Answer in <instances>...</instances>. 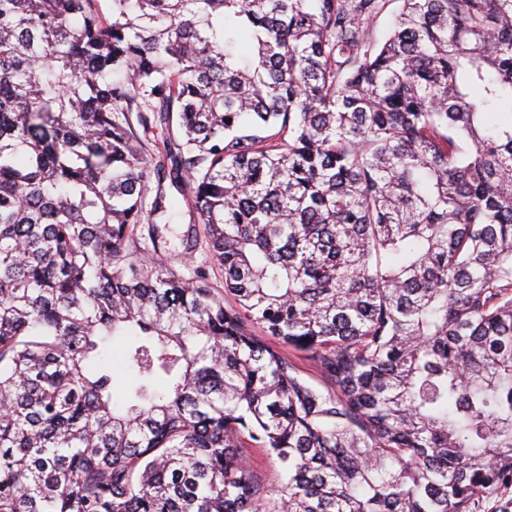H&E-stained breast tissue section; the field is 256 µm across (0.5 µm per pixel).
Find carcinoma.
<instances>
[{
    "label": "carcinoma",
    "mask_w": 512,
    "mask_h": 512,
    "mask_svg": "<svg viewBox=\"0 0 512 512\" xmlns=\"http://www.w3.org/2000/svg\"><path fill=\"white\" fill-rule=\"evenodd\" d=\"M111 2L0 0V512H512V0ZM179 198V214L172 224H142L138 234H141L140 242L146 250L136 256L147 262L162 260L166 266L188 278L194 277L197 271H202L210 287L224 294L226 302H231V296L224 292V271L209 251L204 225L198 224L196 214L189 210L180 196ZM189 229L193 236V247L187 250L183 235ZM151 232L159 239L160 250L157 254L154 253L149 238ZM255 332L258 336H261L262 339L267 344H269L270 346L274 347L277 350H280L281 352L285 353L288 357H290L294 364L296 365L301 377H303L305 380H307L315 387L323 389V380L319 372L311 363V361L307 359L303 352L295 350L293 347L284 344L281 340L274 336L265 335V333H263V331L259 328H256ZM245 461L250 469L266 476L274 484L279 479L277 469L267 459L261 448H242Z\"/></svg>",
    "instance_id": "1"
}]
</instances>
